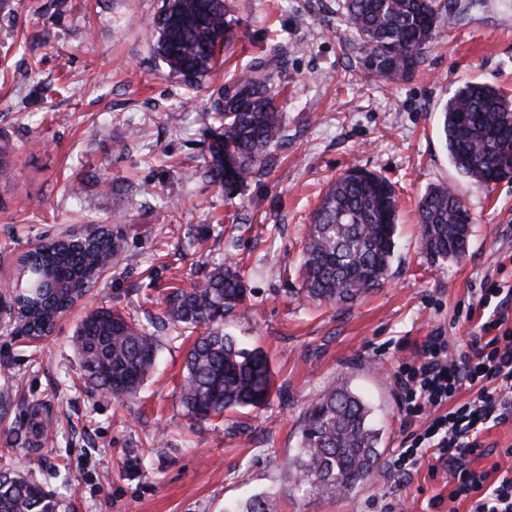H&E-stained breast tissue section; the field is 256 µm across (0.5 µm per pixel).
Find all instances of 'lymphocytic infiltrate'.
<instances>
[{
	"mask_svg": "<svg viewBox=\"0 0 512 512\" xmlns=\"http://www.w3.org/2000/svg\"><path fill=\"white\" fill-rule=\"evenodd\" d=\"M477 305L485 313L466 351L447 336H427L415 359L395 374L405 426L411 432L389 461L397 478L410 476L425 457L448 471L449 500H470V512H512V475L490 478L471 463L486 456L481 434L512 418V287L484 281ZM471 392L456 402L461 389Z\"/></svg>",
	"mask_w": 512,
	"mask_h": 512,
	"instance_id": "1",
	"label": "lymphocytic infiltrate"
}]
</instances>
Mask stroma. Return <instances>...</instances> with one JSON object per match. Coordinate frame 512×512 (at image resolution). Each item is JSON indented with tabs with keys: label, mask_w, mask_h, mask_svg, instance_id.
<instances>
[{
	"label": "stroma",
	"mask_w": 512,
	"mask_h": 512,
	"mask_svg": "<svg viewBox=\"0 0 512 512\" xmlns=\"http://www.w3.org/2000/svg\"><path fill=\"white\" fill-rule=\"evenodd\" d=\"M342 0H235L237 37L188 87L154 53L162 0H0V139L15 146L0 183V293L17 257L48 237L104 224L121 253L88 295L30 340L0 321V470L20 469L59 512H224L264 494L279 512H469L448 502V474L387 469L350 494L295 489L287 461L310 403L342 378L365 397L390 459L408 431L395 383L400 363L443 330L465 345L475 290L512 284V182L483 188L449 163L439 111L480 81L512 95V0H457L458 22L410 78H368L348 49ZM279 52L278 104L288 137L276 166L226 198L195 176L215 122L208 95L255 59ZM124 145L117 153L116 145ZM351 167L387 176L399 202L395 260L385 285L347 304L301 292L305 227L328 184ZM453 185L473 222L465 254L423 253L417 203ZM222 261L245 275L243 308L224 322L269 356L275 386L260 410L200 424L179 402L188 342L159 329L154 372L139 394L113 400L85 385L71 337L89 311L139 320L164 294ZM48 433L33 438V419ZM491 452L474 469L512 468V421L484 430Z\"/></svg>",
	"instance_id": "obj_1"
}]
</instances>
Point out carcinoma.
<instances>
[{
  "mask_svg": "<svg viewBox=\"0 0 512 512\" xmlns=\"http://www.w3.org/2000/svg\"><path fill=\"white\" fill-rule=\"evenodd\" d=\"M350 54L378 80L413 75L425 49L455 25L448 0H343ZM154 53L189 85L216 64L236 39L228 0H163L153 18ZM278 55L251 65L234 88L211 91L210 111L220 126L209 135L202 175L233 198L271 165L270 148L286 135L276 103L280 93ZM440 131L453 167L488 187L512 180V97L491 85L468 81L456 87L441 109ZM398 202L385 176L353 167L332 181L314 209L303 244L300 274L306 297L330 305L352 301L388 280L394 257ZM422 247L434 261L460 257L472 216L452 186L429 187L420 199ZM121 249L104 225L85 235L46 238L21 259L19 315L35 338L86 294L102 268ZM244 278L224 262L202 281L181 285L160 302L155 322L190 337L180 402L188 415L209 422L226 412L263 407L274 375L266 352L244 348L224 333V318L243 306ZM72 344L83 378L112 399L136 395L152 371L158 342L134 317L99 308L78 324ZM380 430L371 408L342 379L321 394L306 413L301 447L288 461L294 485L323 497L349 493L371 480L379 467ZM276 498L260 497L245 512H275ZM0 512H57V503L30 477L0 473Z\"/></svg>",
  "mask_w": 512,
  "mask_h": 512,
  "instance_id": "carcinoma-1",
  "label": "carcinoma"
}]
</instances>
